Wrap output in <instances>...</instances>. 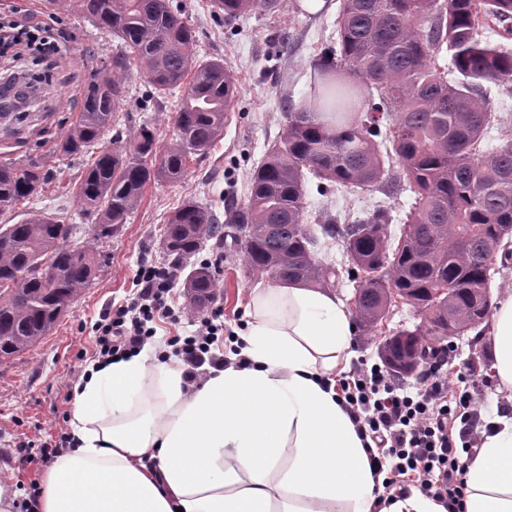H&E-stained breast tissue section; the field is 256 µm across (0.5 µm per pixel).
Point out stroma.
<instances>
[{
    "label": "stroma",
    "instance_id": "35a3bbf8",
    "mask_svg": "<svg viewBox=\"0 0 512 512\" xmlns=\"http://www.w3.org/2000/svg\"><path fill=\"white\" fill-rule=\"evenodd\" d=\"M27 2L0 0V13L53 28L60 33L63 45L57 66L44 85L40 108L26 120L0 122V165L38 159L51 171L53 180L45 192L1 214L0 220L15 224L34 211L56 216L72 225L71 244L95 246L101 266L92 284L48 336L31 350L0 361V480L9 482L20 498L32 484L40 483L45 465L20 461L18 450L27 443L52 444L69 436L73 389L67 381L83 376L93 360L97 350L95 324L112 308L134 298L141 262L166 267L174 264L162 249L168 216L188 200L221 216L229 201L246 198L253 167L286 127L285 100H300L308 92L313 59L337 40L335 12L311 15L298 9L299 0H279L274 14L258 8L233 22L214 17L208 0H170L195 31L198 57L224 60L234 82L235 102L216 144L206 154L192 156L179 181L149 184L126 223L112 237L98 240L91 219L81 214L72 194L90 155L62 153L59 144L77 121L88 75L102 69L118 46L73 9L63 8L54 14L35 12L28 9ZM181 94V89H174L146 111L128 104L114 122L125 131L151 124L159 149H166L177 138L174 121ZM412 201L408 192L387 198L361 189H340L323 196L311 182L307 185L305 221L314 223L321 210L362 216L384 203L391 211L388 233L394 245ZM204 259L217 263L214 302L224 311L226 328L241 332L248 320L251 292L270 287V280L246 270L242 251L226 249L214 240L206 242L187 263L178 265L179 270L188 273ZM420 323V316L409 305L391 307L384 327L357 332L347 368L378 361L380 346L389 334L402 328L415 329ZM488 331V325H481L456 337L453 344L455 365L487 402L482 412L486 420L496 414L498 406L512 407V394L497 389Z\"/></svg>",
    "mask_w": 512,
    "mask_h": 512
}]
</instances>
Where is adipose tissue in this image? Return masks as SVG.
Listing matches in <instances>:
<instances>
[{"label": "adipose tissue", "instance_id": "1", "mask_svg": "<svg viewBox=\"0 0 512 512\" xmlns=\"http://www.w3.org/2000/svg\"><path fill=\"white\" fill-rule=\"evenodd\" d=\"M243 346L197 386L135 356L91 363L74 386L72 446L45 470L39 512H372L378 483L334 389L356 325L336 296L254 289ZM512 391V291L490 321ZM465 512H512V416L490 420L466 463Z\"/></svg>", "mask_w": 512, "mask_h": 512}]
</instances>
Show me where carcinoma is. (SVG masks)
Masks as SVG:
<instances>
[{"instance_id":"obj_1","label":"carcinoma","mask_w":512,"mask_h":512,"mask_svg":"<svg viewBox=\"0 0 512 512\" xmlns=\"http://www.w3.org/2000/svg\"><path fill=\"white\" fill-rule=\"evenodd\" d=\"M84 17L119 42L108 74L92 73L82 112L61 144L67 154L97 147L73 187L96 216L97 236H112L141 202L145 187L177 179L224 130L235 87L224 61L195 55L194 30L169 0H76ZM231 21L277 0H209ZM490 29L512 40V0H339L337 48L311 66L310 91L286 103L285 131L254 169L246 201L224 225L209 208L185 202L167 220L165 253L180 264L211 238L238 246L248 269L269 279L336 288L340 272L316 259L319 236L341 237L359 324L375 329L406 298L427 331L402 329L385 339L382 356L400 376L426 353L425 336H460L485 322V290L512 264V144L490 147L497 119L483 83L512 81V51L482 41ZM448 55L458 78L439 59ZM144 71L153 102L184 88L175 117L178 139L158 153L144 126L123 134L113 114L128 105L125 74ZM317 192L333 188L408 191L413 203L395 248L392 218L379 206L365 217L316 216L304 223L307 174ZM51 182L40 162L0 166V212ZM74 225L33 213L0 224V359L22 354L46 336L95 278L94 250L71 248ZM217 278L211 267L184 282L190 306L204 311Z\"/></svg>"}]
</instances>
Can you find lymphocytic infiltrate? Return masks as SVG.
Wrapping results in <instances>:
<instances>
[{
    "label": "lymphocytic infiltrate",
    "instance_id": "1",
    "mask_svg": "<svg viewBox=\"0 0 512 512\" xmlns=\"http://www.w3.org/2000/svg\"><path fill=\"white\" fill-rule=\"evenodd\" d=\"M38 52L55 62L59 44L46 28L0 18V56ZM179 277L175 267L142 264L136 273L138 291L129 304L96 324V344L104 362L139 353L153 339L156 317L187 314L172 307ZM220 307L193 315V335L173 337L168 344L184 364L187 384H195L203 367L223 368L224 345ZM341 400L367 441L370 462L381 475L385 492L418 490L442 503L448 512H464L466 483L463 455L478 441L483 401L462 372L454 370L447 348L428 349L400 383L385 363L361 364L340 383Z\"/></svg>",
    "mask_w": 512,
    "mask_h": 512
}]
</instances>
